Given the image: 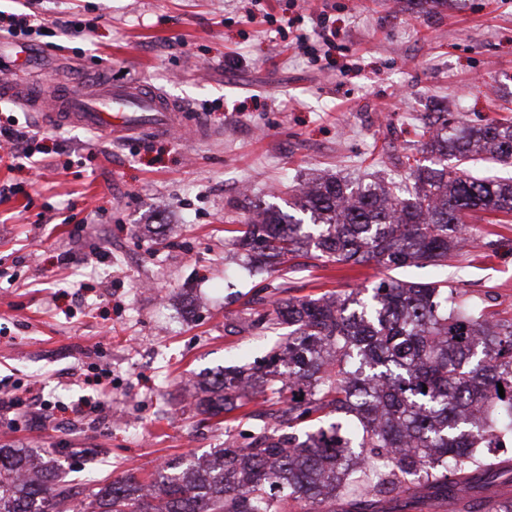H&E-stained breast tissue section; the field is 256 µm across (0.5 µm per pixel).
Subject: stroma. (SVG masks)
Listing matches in <instances>:
<instances>
[{
	"mask_svg": "<svg viewBox=\"0 0 512 512\" xmlns=\"http://www.w3.org/2000/svg\"><path fill=\"white\" fill-rule=\"evenodd\" d=\"M48 20L37 60L18 65L0 31V81L142 83L203 114L206 136L121 138L39 123L38 168L0 184V381L37 384L49 402L0 445L52 449L74 484L139 475L207 455L239 434L241 410L197 413L198 374L266 354L275 337L242 329L258 297L370 288L376 262L289 257L249 275L230 230L250 204L285 206L319 174L397 181L426 115L477 125L512 117V0H0ZM78 19L83 33L54 22ZM445 268L464 296L512 316V222L479 212ZM107 374L110 393L93 379Z\"/></svg>",
	"mask_w": 512,
	"mask_h": 512,
	"instance_id": "obj_1",
	"label": "stroma"
}]
</instances>
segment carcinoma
Segmentation results:
<instances>
[{
  "instance_id": "cac0c4a2",
  "label": "carcinoma",
  "mask_w": 512,
  "mask_h": 512,
  "mask_svg": "<svg viewBox=\"0 0 512 512\" xmlns=\"http://www.w3.org/2000/svg\"><path fill=\"white\" fill-rule=\"evenodd\" d=\"M420 137L405 188L315 178L295 189L292 214L251 204L232 246L265 270L309 248L341 265L448 266L472 213L512 218V178L469 172L512 164V121L450 128L440 115ZM270 305L249 326L288 334L257 365L213 372L195 403L215 418L270 393L268 407L243 414L239 438L85 494L57 459L0 446V512H336L338 502L380 512L387 499L404 512L431 501L482 512L489 498L491 512H512V463L487 452L512 438V317L446 278L389 276L368 301L353 290Z\"/></svg>"
}]
</instances>
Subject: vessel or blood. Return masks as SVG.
<instances>
[{
    "instance_id": "b4317fda",
    "label": "vessel or blood",
    "mask_w": 512,
    "mask_h": 512,
    "mask_svg": "<svg viewBox=\"0 0 512 512\" xmlns=\"http://www.w3.org/2000/svg\"><path fill=\"white\" fill-rule=\"evenodd\" d=\"M0 97L18 99L45 121L91 129L108 136L166 134L184 124L186 107L158 90L137 84L103 82L74 93L57 86L52 108H44L41 90L0 86Z\"/></svg>"
}]
</instances>
